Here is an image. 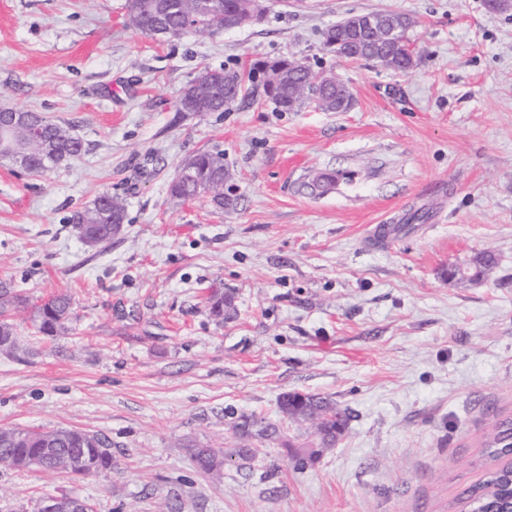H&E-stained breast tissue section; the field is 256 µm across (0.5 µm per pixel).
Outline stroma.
<instances>
[{
    "label": "stroma",
    "instance_id": "obj_1",
    "mask_svg": "<svg viewBox=\"0 0 512 512\" xmlns=\"http://www.w3.org/2000/svg\"><path fill=\"white\" fill-rule=\"evenodd\" d=\"M126 0H0V106L42 113L84 141L47 174L0 161V282L26 347L0 353V428H77L112 443L86 476L0 469V512L48 495L96 512H456L483 476L495 420L512 416V10L485 0H265L261 21L158 41ZM395 11L418 62L398 73L324 50L321 31ZM294 59L342 79L353 105L284 112L261 89L178 118L204 67L245 72ZM224 155L226 196L171 197L178 166ZM335 174L324 192L306 185ZM127 222L92 249L67 218L100 194ZM376 224L400 228L389 244ZM492 251L488 278L448 267ZM233 296L217 321L209 298ZM68 294L80 319L49 339L35 310ZM351 407L335 447L299 469L259 441L246 468L196 471L193 448L226 455L232 414L279 412L283 392Z\"/></svg>",
    "mask_w": 512,
    "mask_h": 512
}]
</instances>
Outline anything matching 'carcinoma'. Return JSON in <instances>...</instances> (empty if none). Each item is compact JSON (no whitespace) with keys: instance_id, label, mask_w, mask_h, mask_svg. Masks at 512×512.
Returning a JSON list of instances; mask_svg holds the SVG:
<instances>
[{"instance_id":"cac0c4a2","label":"carcinoma","mask_w":512,"mask_h":512,"mask_svg":"<svg viewBox=\"0 0 512 512\" xmlns=\"http://www.w3.org/2000/svg\"><path fill=\"white\" fill-rule=\"evenodd\" d=\"M207 0H126L128 24L151 36L164 32L167 39L181 38L187 34L198 37L210 36L221 29L224 15L244 18L248 15L252 0H212L211 9L202 4ZM324 46L335 52L351 44L356 48L348 58L366 61L381 53L391 57L388 68L405 73L417 65L403 49L381 48L375 37L368 32L352 33L341 23L328 27L323 32ZM263 75L262 92L282 111H294L309 98L319 99V107L326 112L336 111V92L327 91L325 80L315 81L309 69L300 62L285 59L263 61L253 64L247 74L204 68L185 86L176 101V111L181 115L188 112L207 114L222 112L224 107L246 95V81L254 75ZM31 119L38 124L42 138L33 140L28 129L19 126L12 132L16 142L25 145L28 151L27 169L34 174L48 172L46 169V148L65 160L77 159L84 153V142L73 134L68 127L59 125L37 112L31 113ZM180 171L187 172L185 177H175L170 183V195L177 199L190 200L202 193L211 194L212 203L219 209L230 207L234 200L224 196V157L221 153L198 152L187 159ZM106 205L97 202L74 211L68 223L97 224L95 245L101 246L112 241V232L108 225L122 224L126 219L125 200L112 193L102 194ZM497 265V259L490 252L476 255L467 268L473 277H487ZM20 295L8 284L0 285V331L13 330L8 319L3 317L4 308L16 303ZM211 314L219 319H229L235 312L233 298L229 295L214 294L211 297ZM73 316L70 296L57 294L37 308L35 322L38 331L45 336H63L67 333L66 322ZM297 392L287 391L279 398L281 412L293 421L300 420L294 406ZM317 419L315 429H321L324 440L316 441L315 448L308 445L288 446L286 450L299 467L317 462L321 449L336 445V437L343 436L352 420V411L318 394H305ZM234 427L246 428L249 423L260 426L259 436L277 440L279 429L272 423L256 418L253 413L232 412ZM19 428L0 429V467L24 470L30 461L47 471L66 472L74 475H90L112 469L111 444L102 435L83 429L58 428L39 433L37 440H21ZM485 452L491 459L512 451V418L506 417L495 422L492 438L484 443ZM192 456L196 469L202 474H214L221 468L222 462L211 448H194ZM512 496V473L507 470L491 472L483 482L465 491L463 501L473 512H484L497 502Z\"/></svg>"}]
</instances>
